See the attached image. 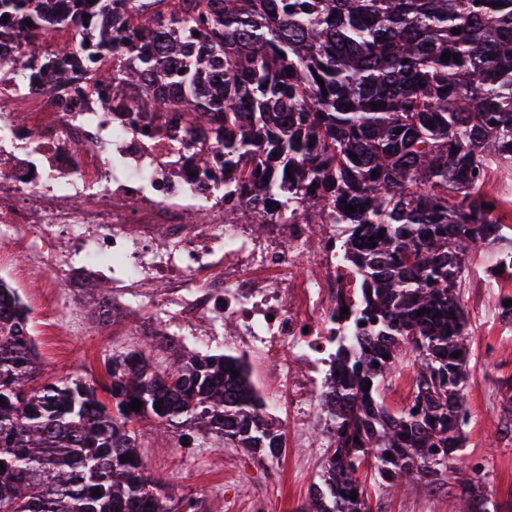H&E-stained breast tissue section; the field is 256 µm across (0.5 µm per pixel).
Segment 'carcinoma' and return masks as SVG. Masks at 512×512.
Masks as SVG:
<instances>
[{"mask_svg":"<svg viewBox=\"0 0 512 512\" xmlns=\"http://www.w3.org/2000/svg\"><path fill=\"white\" fill-rule=\"evenodd\" d=\"M46 2L0 0V26L110 27L88 59L115 61L112 98L138 91L159 118L179 107L191 125L213 119L224 218L345 225L376 317L373 335L336 352L343 376L320 399L330 428L309 512H371L358 476L371 461L386 489L446 484L468 427L459 286L501 228L485 178L512 170V0H69L66 13ZM370 237L377 246L357 250ZM98 296L90 313L108 326L112 301ZM153 350L107 359L104 398L83 379L41 382L29 309L0 278V512H170L138 452L144 424L176 448L209 440L279 458L246 364L184 348L158 362ZM403 368L414 409L392 412L381 394ZM134 399L140 411L124 412ZM459 489L467 512H495L480 478Z\"/></svg>","mask_w":512,"mask_h":512,"instance_id":"1","label":"carcinoma"}]
</instances>
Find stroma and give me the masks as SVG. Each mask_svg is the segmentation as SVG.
Instances as JSON below:
<instances>
[{"label": "stroma", "mask_w": 512, "mask_h": 512, "mask_svg": "<svg viewBox=\"0 0 512 512\" xmlns=\"http://www.w3.org/2000/svg\"><path fill=\"white\" fill-rule=\"evenodd\" d=\"M486 269V252L481 249L472 254L461 285L470 347L465 403L473 416L463 456L482 460L480 478L497 512H512V323L501 321L493 311ZM11 285L30 310L32 333L49 380L71 375L103 379L104 363L112 355L152 339L158 330H178L173 319L160 313L135 336L98 327L84 311L83 295L56 286L48 269L36 278L12 280ZM51 327L56 335H48ZM309 443L303 453L290 448L278 462H261L241 449L215 448L206 442L189 451L169 448L146 427L139 453L149 472L162 480L172 505L195 497L200 512H225L224 503L230 500L235 512H249V503L263 498L268 512H307L325 453L320 427H313ZM275 466L283 479L272 485L267 475ZM229 470L237 473L230 482L224 479ZM360 478L372 512H465L453 475L440 489L421 485L393 495L379 488L373 468H364Z\"/></svg>", "instance_id": "1"}]
</instances>
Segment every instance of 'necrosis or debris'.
Listing matches in <instances>:
<instances>
[{
    "label": "necrosis or debris",
    "instance_id": "4bbe7bcc",
    "mask_svg": "<svg viewBox=\"0 0 512 512\" xmlns=\"http://www.w3.org/2000/svg\"><path fill=\"white\" fill-rule=\"evenodd\" d=\"M80 37L74 27L33 37L0 29V226L21 249L35 247L27 275L50 267L64 287L93 288L95 258L108 254L122 261L112 270L113 319L158 308L182 337L198 335L202 321L230 320L225 348L268 367L258 394L284 447H307L336 339L355 334L364 307L344 225L315 235L296 220L260 234L225 222L224 158L205 170L194 160L211 147L209 121L192 137L182 113L156 120L113 103L112 62L88 71L69 52ZM34 47L55 56L58 73L18 71Z\"/></svg>",
    "mask_w": 512,
    "mask_h": 512
}]
</instances>
